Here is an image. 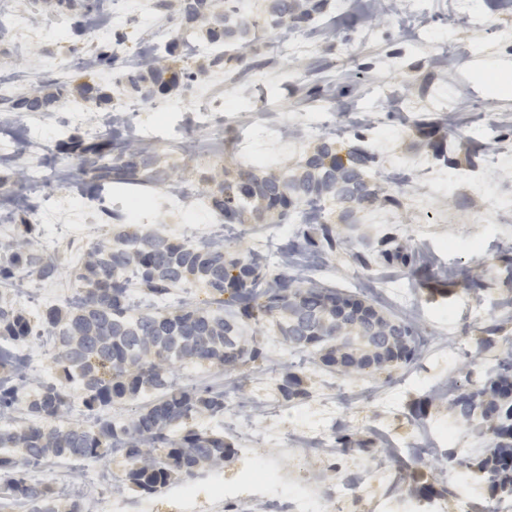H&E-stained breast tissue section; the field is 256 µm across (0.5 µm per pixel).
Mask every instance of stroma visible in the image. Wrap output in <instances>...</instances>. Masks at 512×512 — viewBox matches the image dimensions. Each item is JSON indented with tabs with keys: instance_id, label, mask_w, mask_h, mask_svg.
<instances>
[{
	"instance_id": "35a3bbf8",
	"label": "stroma",
	"mask_w": 512,
	"mask_h": 512,
	"mask_svg": "<svg viewBox=\"0 0 512 512\" xmlns=\"http://www.w3.org/2000/svg\"><path fill=\"white\" fill-rule=\"evenodd\" d=\"M483 20L477 29L459 20L457 0H402L403 16L383 8L381 0H329L322 13L328 35L318 36L314 26L271 28L260 24L244 37L227 39L225 46L241 59L224 67L213 57L194 55L189 71H205L214 82L213 97L233 96L237 106L224 113V132L215 135L197 126L195 114L204 103L197 84L183 80L151 102L120 82L119 66L102 68L99 84L112 97L104 104H136L143 113L161 108L173 114L171 130L162 137L144 141L151 160L150 181L140 192L151 215L139 226L156 230L170 226V235L181 241L200 242L209 237L208 228L217 224L210 212L190 213L186 222L173 223L166 214L165 193L178 187L189 194L208 193L217 177L234 176L244 155L263 159L269 172L296 164L336 129L348 123L351 113L362 111L375 101L371 126L359 129L364 146L384 152L390 171L417 159H427V170L388 184V200L376 203L386 215L382 224H371L364 212L349 223L337 224L344 246L335 254L322 256L327 267L323 284L349 291L360 283L361 298L393 315L412 311L426 344L410 366L388 374L350 375L324 371L307 351L288 348L268 328L256 331L265 349L262 361L237 371L217 366L187 365L172 376L174 386L193 385L224 391L226 404L219 418L200 416L192 420L196 429L223 432L234 454L223 468L207 469L191 483L174 481L156 494L134 489H116L112 474L122 471L120 460L101 465L96 460L49 458L26 466L25 478L46 487L53 497L68 501L81 496L93 512H261V504L287 495L291 487L302 486L309 504L331 497L337 482L347 483L356 497L351 505H337L335 512H412L418 499L415 483L430 481L443 487V512H459L458 481L448 478L445 450L468 458L486 447L458 419L448 396L449 383L468 386L481 381L512 347V281L498 275L495 256L512 247V211L500 213L496 197L512 200V162L493 167L490 158L475 163L464 159V144L472 136L477 113L483 112L498 129L500 152L512 155V91L494 93L488 76H512V12L499 8L495 0H474ZM136 17L121 32L129 52L151 42L154 32L169 25L181 30L200 31L197 22L174 16L165 0H137ZM105 17L107 0H75L73 8L56 6L54 0H24L20 11L28 26L0 31V66L29 71L38 89H49L71 74L70 62L92 54L101 38L93 31H78L77 22L86 10ZM58 18L65 28L60 39L37 40L34 31L47 20ZM496 38H489V31ZM301 41L300 53L282 55L275 45L283 37ZM77 87H70L48 112H0V122L11 123L16 136L24 138L29 128L40 130V138L25 157L39 160L41 148H48L58 167L56 186L47 190L45 206H52L62 189H71L78 200L102 204L106 221L93 224L89 242L106 239L116 224L129 223V187L110 179L82 172L69 148L78 138L90 143L97 136L86 117H74L72 106L80 102ZM297 112H321L326 127L303 132L298 144L280 145L281 129ZM440 122L448 147L447 160L434 158L416 131L418 121ZM69 135L57 137L60 125ZM483 174L486 188L465 187L467 172ZM17 186L0 187V237H16L22 223L33 224L37 240H45L46 225L31 212L19 209ZM425 196L433 225L422 227L413 198ZM226 245L240 252L264 255L270 269L280 268V246L295 227L291 224H231ZM397 235L432 265L436 280L429 287H416L406 269L378 264L365 269L351 258L361 244L380 249L381 241ZM57 258L60 272L54 280L31 279L30 285L44 291L35 305L16 292L15 284L0 287L25 313L38 315L41 305L70 295V271L74 259L66 246H47ZM487 275L490 290L480 296L465 293L456 277ZM395 282L411 289L408 308L398 307L381 289ZM495 323V336L484 329ZM466 356H458V349ZM55 345L43 336L28 347L26 367L14 371V378L31 383L57 378L52 362ZM298 375L309 396L289 400L279 387L287 373ZM346 431L361 445L339 451L333 445L338 431ZM323 435L325 455H302L299 440L306 435ZM432 435L441 452L412 465L408 479H399L393 461H381V449L401 444L416 447L420 438ZM276 471L277 480L251 486L242 476L251 469Z\"/></svg>"
}]
</instances>
